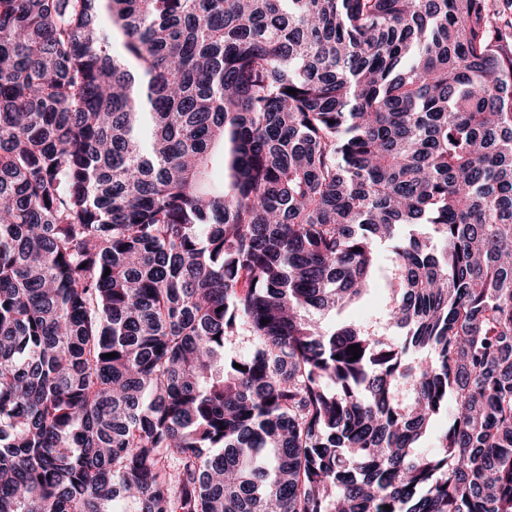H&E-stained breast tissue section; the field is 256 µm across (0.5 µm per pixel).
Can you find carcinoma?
Segmentation results:
<instances>
[{
    "instance_id": "obj_1",
    "label": "carcinoma",
    "mask_w": 512,
    "mask_h": 512,
    "mask_svg": "<svg viewBox=\"0 0 512 512\" xmlns=\"http://www.w3.org/2000/svg\"><path fill=\"white\" fill-rule=\"evenodd\" d=\"M490 3L0 0V512H512ZM384 288L383 280L377 275L368 292L358 302L341 310H336V313L325 316L321 321L329 325L336 324V326L346 323L374 321L380 316L384 308Z\"/></svg>"
}]
</instances>
